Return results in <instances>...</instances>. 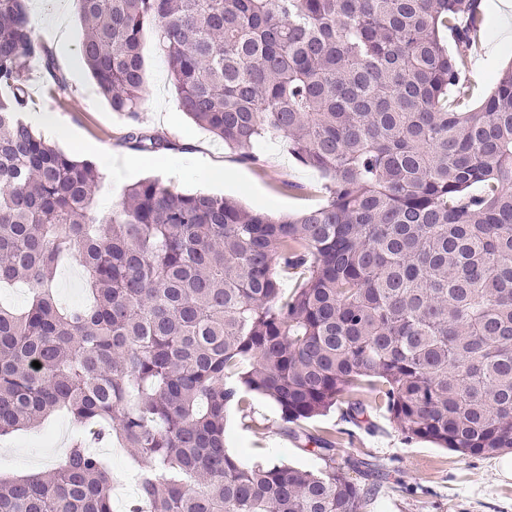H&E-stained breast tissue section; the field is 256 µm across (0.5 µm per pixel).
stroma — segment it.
<instances>
[{
  "mask_svg": "<svg viewBox=\"0 0 512 512\" xmlns=\"http://www.w3.org/2000/svg\"><path fill=\"white\" fill-rule=\"evenodd\" d=\"M498 0H487L486 23L469 51L470 77L482 94H489L498 76L512 62V39H506L498 23ZM67 43L54 35L52 8L35 15L36 30L54 53L66 86L56 97L44 93L46 79L38 64H31L29 92L36 108L48 112L61 127L48 140L65 153L99 161L102 153H118L136 166L131 177L104 171L95 192V210L106 218L120 204L134 182L156 178L181 193L204 191L222 195L251 210L276 216L296 213L324 202L323 194L302 198L289 193L288 183L322 185V175L300 166L281 144L265 150L261 166L243 163L239 150L227 147L204 127L180 111L167 58L154 44L151 29L142 34L146 95L162 97L167 110L155 112L144 104L139 115L141 131L166 136L175 149L158 153L131 148L126 142L130 123L112 111L97 88L79 53L83 28L76 4H69ZM223 164L229 176L224 182H210V165ZM251 407L241 412L229 409L226 446L241 463L258 461L284 463L304 470L323 468V461L307 447L284 434V423L276 405L256 395ZM333 433L347 454L367 459L385 475L378 481L366 512H512V473H503V455L494 454L464 460L453 452L425 441L405 438L385 410H371L367 424L346 422L340 408H333L317 420ZM79 429L64 414L50 416L41 431H18L0 438V474L41 473L52 470L64 457ZM114 475L124 477L125 489L114 495V512H126V505L138 495L137 477L144 462L130 449L99 447Z\"/></svg>",
  "mask_w": 512,
  "mask_h": 512,
  "instance_id": "obj_1",
  "label": "stroma"
}]
</instances>
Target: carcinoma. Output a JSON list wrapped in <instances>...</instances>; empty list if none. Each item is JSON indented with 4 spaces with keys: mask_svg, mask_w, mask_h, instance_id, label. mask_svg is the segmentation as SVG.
I'll return each instance as SVG.
<instances>
[{
    "mask_svg": "<svg viewBox=\"0 0 512 512\" xmlns=\"http://www.w3.org/2000/svg\"><path fill=\"white\" fill-rule=\"evenodd\" d=\"M76 4L112 111L139 121L149 25L182 112L244 162L278 142L330 184L288 183L326 200L276 218L145 179L99 222L98 166L23 118L31 62L49 90L65 79L28 0H0V284L32 287L26 309L0 307V436L58 411L87 429L51 471L0 478V512H113L87 447L112 435L146 462L130 512H364L335 436L302 426L349 394L409 440L512 452V64L463 108L480 0ZM127 141L175 149L135 125ZM71 260L88 301L63 309ZM251 393L325 468L228 453L227 410ZM366 414L356 400L344 418Z\"/></svg>",
    "mask_w": 512,
    "mask_h": 512,
    "instance_id": "carcinoma-1",
    "label": "carcinoma"
}]
</instances>
